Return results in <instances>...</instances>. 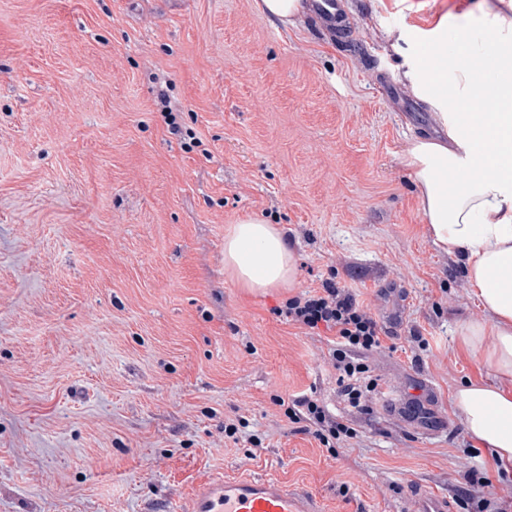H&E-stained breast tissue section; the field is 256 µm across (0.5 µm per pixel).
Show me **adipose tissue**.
<instances>
[{
  "label": "adipose tissue",
  "mask_w": 512,
  "mask_h": 512,
  "mask_svg": "<svg viewBox=\"0 0 512 512\" xmlns=\"http://www.w3.org/2000/svg\"><path fill=\"white\" fill-rule=\"evenodd\" d=\"M407 77L437 111L446 140H416L401 155L426 232L454 251L485 314L457 327L481 375L456 394L467 433L512 469V0H488L480 32L455 29ZM224 266L240 287L292 288L295 259L272 225L246 218L224 237Z\"/></svg>",
  "instance_id": "1"
}]
</instances>
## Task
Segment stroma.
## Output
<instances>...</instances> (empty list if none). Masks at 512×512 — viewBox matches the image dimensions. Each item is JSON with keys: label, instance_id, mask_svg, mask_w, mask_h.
<instances>
[{"label": "stroma", "instance_id": "35a3bbf8", "mask_svg": "<svg viewBox=\"0 0 512 512\" xmlns=\"http://www.w3.org/2000/svg\"><path fill=\"white\" fill-rule=\"evenodd\" d=\"M482 2L344 0L342 36L254 0H0V512H180L240 474L321 512H413L414 486L470 512L473 467L487 512L512 499L455 405L479 375L455 329L484 313L400 160L440 131L383 91ZM246 217L281 230L296 287L226 272ZM329 278L386 331L363 412L337 396L335 331L281 313ZM308 393L354 438L292 423Z\"/></svg>", "mask_w": 512, "mask_h": 512}]
</instances>
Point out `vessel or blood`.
Wrapping results in <instances>:
<instances>
[{"label":"vessel or blood","instance_id":"b4317fda","mask_svg":"<svg viewBox=\"0 0 512 512\" xmlns=\"http://www.w3.org/2000/svg\"><path fill=\"white\" fill-rule=\"evenodd\" d=\"M313 11L334 30L347 28L341 0H313ZM414 512H451L447 496L426 491L413 494ZM185 512H319L307 492L289 488L273 477L228 476L199 484Z\"/></svg>","mask_w":512,"mask_h":512}]
</instances>
